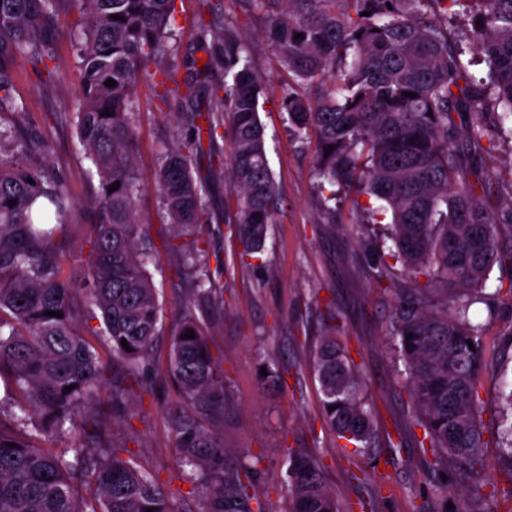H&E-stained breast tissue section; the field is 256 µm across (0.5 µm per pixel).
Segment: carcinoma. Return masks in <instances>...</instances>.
Wrapping results in <instances>:
<instances>
[{"instance_id":"1","label":"carcinoma","mask_w":512,"mask_h":512,"mask_svg":"<svg viewBox=\"0 0 512 512\" xmlns=\"http://www.w3.org/2000/svg\"><path fill=\"white\" fill-rule=\"evenodd\" d=\"M245 2L266 17L283 66L315 89L312 100L284 89L283 106L298 134L316 136L318 188L333 187L332 198L338 189L367 194L390 212V257L412 284L397 295L392 336L403 388L423 429L419 447L430 448L425 464L440 478L437 491L448 501L443 476L451 463L470 488L456 493L452 512H499L495 494L483 492L484 330L468 310L499 257L498 224L505 216L512 221V191L505 210L479 203L491 186L478 165L512 123V0H471L470 37L486 81L465 71L461 40L435 20L430 4L442 0ZM73 9L82 72L76 130L99 180V221L83 231L91 278L82 286L64 265L66 179L0 154V406L10 408L0 416V512H187L186 498L139 469L112 440L116 420L139 415L128 402L153 395L152 353L163 329L146 269L149 227L136 210L131 105L144 80L164 87L162 100L177 94L191 103L193 129L164 153L157 173L174 229L167 248L178 259L185 292L167 367L179 393L166 410L168 431L181 466L190 468L185 478L197 512H266L249 492L257 465L231 463L224 448L228 385L208 336L224 308V265L196 237L213 213L192 169L193 158L205 154L218 164L213 172L224 167L209 147L229 118L237 236L243 256L261 252L276 195L258 115L264 83L235 25L202 17L196 44L207 61L196 75L209 82L206 104L197 102L195 83L169 88L167 70L149 71L169 50L176 0H0V112H24L13 96L17 61L50 80L59 77L56 44ZM108 79L117 85L105 86ZM464 116L462 126L457 119ZM6 144L41 150L20 133L0 130V147ZM115 182L119 188L108 191ZM212 257L217 274L201 272ZM83 303L102 319L86 335L74 325ZM190 331L195 337L184 338ZM313 370L328 426L359 451L372 447L373 409L336 337H321ZM503 399L496 445L512 463V390ZM65 438L70 453L55 451ZM284 453L289 512H339L321 463L300 448Z\"/></svg>"}]
</instances>
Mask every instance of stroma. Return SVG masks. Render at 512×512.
<instances>
[{
    "label": "stroma",
    "instance_id": "35a3bbf8",
    "mask_svg": "<svg viewBox=\"0 0 512 512\" xmlns=\"http://www.w3.org/2000/svg\"><path fill=\"white\" fill-rule=\"evenodd\" d=\"M176 9L169 40L172 51L163 66L177 81L190 77L186 59L203 17L237 23L251 64L266 86L259 117L276 186V211L260 258L242 263L235 227L222 219L225 203L235 199L231 175L211 174L204 158L194 164L195 176L206 182L216 217L204 233L224 262V309L210 329V342L223 359L229 382L224 414L229 458L241 464L259 459L250 492L267 501L269 512H286L288 507L282 455L286 448H301L319 458L340 512H366L364 504L370 500L376 503L375 512H411L414 503L422 512H439L442 501L434 476L408 432L414 409L398 376L402 365L390 335L395 291L409 287L410 281L398 263L376 269L367 239L353 233L361 209L377 207V200L354 193L330 200L318 192L316 141L297 138L283 108L284 87H292L303 98L311 91L283 67L265 37L264 16L246 13L243 0H209L205 5L200 0H177ZM57 58L61 75L50 83L30 67H19L13 95L23 103L24 113L18 117L0 112V126L23 123L28 134L46 142L47 153L36 154L33 162L67 179L69 220L75 225L71 243L77 253L84 245L82 225L98 220L92 202L99 183L76 135L81 78L68 36L60 37ZM188 110V103L177 97L161 102L156 89L147 84L138 86L133 99L135 164L141 181L137 209L155 245L147 270L168 319L184 294L175 258L164 246L172 229L156 175L165 150L189 133ZM479 164L492 183L487 202L498 205V190L512 182V138L503 137ZM499 245L501 258L483 284L485 299L470 310L484 328L485 357L494 364L484 377L481 424L489 441L484 450L487 488L498 492L512 486V463L491 443L503 382L512 376V340L505 335L512 325V224L500 225ZM324 335L336 337L355 356L358 375L369 390L377 440L361 454L344 447L323 417L312 358ZM269 363L287 370L288 386L278 389L263 382L261 368ZM177 397L172 382L158 381L140 417L113 426L116 443L125 445L138 467L158 476L172 491L184 484L165 419L166 407Z\"/></svg>",
    "mask_w": 512,
    "mask_h": 512
}]
</instances>
